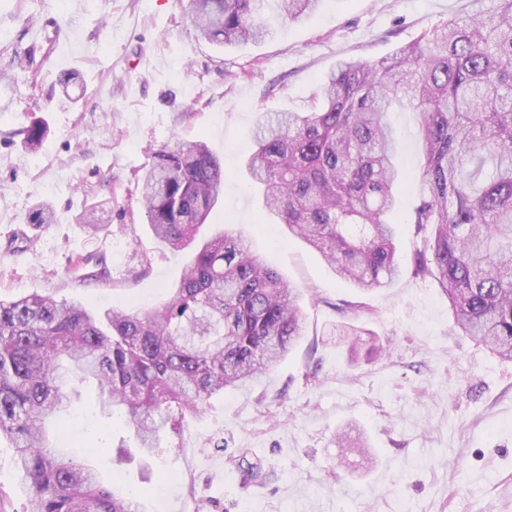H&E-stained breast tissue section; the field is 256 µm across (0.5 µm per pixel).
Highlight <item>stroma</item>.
<instances>
[{
	"label": "stroma",
	"mask_w": 512,
	"mask_h": 512,
	"mask_svg": "<svg viewBox=\"0 0 512 512\" xmlns=\"http://www.w3.org/2000/svg\"><path fill=\"white\" fill-rule=\"evenodd\" d=\"M189 0H0V297L31 292L88 309L145 312L185 263L153 236L136 189L155 151L202 140L224 170L209 224L243 229L255 252L302 290L305 334L268 375L210 400L158 454L142 459L132 429L103 418L79 385L55 438L62 456L91 450L117 491L142 492L144 512H512V361L453 333L438 283L414 277L412 209L402 184L400 277L368 292L336 278L322 256L263 218L245 170L262 112L310 109L338 59L375 61L453 17L468 0H321L289 22L268 0L264 42L225 48L201 38ZM71 74L61 84L60 74ZM402 170L420 165L416 116L393 112ZM43 122L30 149L23 131ZM38 205L50 221L30 224ZM102 224L88 227L86 217ZM105 267L80 280L70 260ZM359 305L365 344L351 358L329 332L340 305ZM350 430L353 447L337 436ZM248 449L264 478L245 484L231 458ZM27 491L0 438V512H25Z\"/></svg>",
	"instance_id": "obj_1"
}]
</instances>
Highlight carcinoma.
I'll use <instances>...</instances> for the list:
<instances>
[{
	"label": "carcinoma",
	"instance_id": "cac0c4a2",
	"mask_svg": "<svg viewBox=\"0 0 512 512\" xmlns=\"http://www.w3.org/2000/svg\"><path fill=\"white\" fill-rule=\"evenodd\" d=\"M265 0H190L201 36L224 46L268 31ZM319 0H280L283 18ZM472 13L377 61L343 59L312 112H265L246 168L264 207L362 289L399 275L395 215L405 173L388 113L416 115L422 143L413 273L448 297L455 330L512 360V0H470ZM46 126L24 129L30 148ZM155 238L193 248L168 298L145 313L87 309L37 292L0 299V436L9 438L28 492L26 512H141L89 458L54 455L49 423L72 405L75 384L96 381L97 403L135 431L148 457L161 434L214 396L244 386L303 336L297 288L222 224L195 244L224 188L220 160L202 141L154 153L138 179ZM338 343L357 349L366 329L348 318Z\"/></svg>",
	"mask_w": 512,
	"mask_h": 512
}]
</instances>
